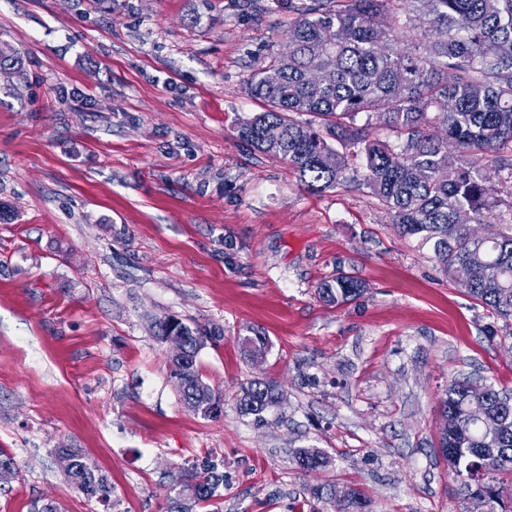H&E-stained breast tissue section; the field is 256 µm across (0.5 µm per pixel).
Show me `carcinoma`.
Returning a JSON list of instances; mask_svg holds the SVG:
<instances>
[{
    "label": "carcinoma",
    "mask_w": 512,
    "mask_h": 512,
    "mask_svg": "<svg viewBox=\"0 0 512 512\" xmlns=\"http://www.w3.org/2000/svg\"><path fill=\"white\" fill-rule=\"evenodd\" d=\"M297 15L288 27V54L273 52L256 70L248 93L262 103L238 125L239 138L288 161L307 189L320 194L357 183L391 214L400 233L430 246L441 271L455 278L459 265L471 278L458 282L466 295L503 320L512 335V218L492 177L475 163L494 164L500 183L512 185V0H281ZM405 16L414 36L399 43L391 25ZM297 114L313 120L302 123ZM383 128L397 141L381 139ZM490 232L472 236L469 225ZM364 291L363 281L340 272L320 284L319 296L338 305ZM156 336L183 341L185 353L169 360L184 404L204 417L222 414L223 396L204 382L199 352L223 333L170 318ZM248 355L265 353L266 336L242 338ZM274 381L240 388L237 409L263 420L279 402ZM485 417L474 421L469 407ZM439 452L465 498H480L486 512H512V389L468 377L448 385L441 404ZM64 476L84 495L108 501L107 476L77 448H57ZM324 452L301 448L299 473L328 465ZM167 512H193L224 487L221 464L207 460L180 475ZM313 498L341 512H370L356 487L324 484Z\"/></svg>",
    "instance_id": "1"
}]
</instances>
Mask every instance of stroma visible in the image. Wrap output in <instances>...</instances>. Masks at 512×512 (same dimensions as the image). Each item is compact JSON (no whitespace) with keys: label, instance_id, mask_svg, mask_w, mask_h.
Returning <instances> with one entry per match:
<instances>
[{"label":"stroma","instance_id":"35a3bbf8","mask_svg":"<svg viewBox=\"0 0 512 512\" xmlns=\"http://www.w3.org/2000/svg\"><path fill=\"white\" fill-rule=\"evenodd\" d=\"M0 0V512H166L181 471L224 466L195 512H312L310 486L361 487L373 512H460L440 403L471 376L512 388V339L366 185L307 191L244 145L247 83L293 20L276 0ZM363 294L318 296L338 272ZM224 336L198 369L224 396L184 404L155 322ZM265 333L258 359L240 336ZM280 382L264 422L236 395ZM107 474L87 499L54 451ZM328 466L306 476L297 449ZM328 463V457L317 448H300L293 458L295 469L300 474L317 471L326 467Z\"/></svg>","mask_w":512,"mask_h":512}]
</instances>
